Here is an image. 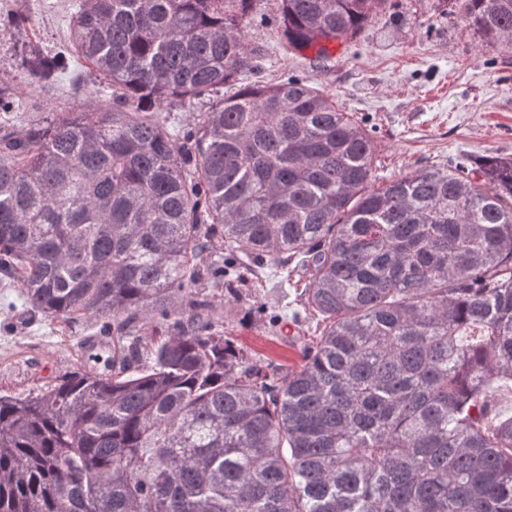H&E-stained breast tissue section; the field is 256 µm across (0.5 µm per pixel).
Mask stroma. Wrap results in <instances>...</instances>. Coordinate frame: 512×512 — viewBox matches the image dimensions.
Masks as SVG:
<instances>
[{
    "label": "stroma",
    "instance_id": "obj_1",
    "mask_svg": "<svg viewBox=\"0 0 512 512\" xmlns=\"http://www.w3.org/2000/svg\"><path fill=\"white\" fill-rule=\"evenodd\" d=\"M21 3L44 49L66 40L74 0H0V21ZM248 39L271 49L266 82L307 80L371 133L374 187L419 170L512 157V53L468 29L451 0H387L361 35L331 44L332 60L323 66L278 51L273 26L251 28ZM11 46L10 35L0 34V82L16 88L20 104L0 113V124L21 126L104 101L94 73L83 66L53 88L28 83ZM255 308L280 311L278 325L259 326L251 314ZM315 324L311 317L293 322L288 299L267 283L253 290L248 305L233 306L227 334L255 360L292 365ZM97 329L93 319L28 317L18 289L0 286V393H36L79 370V346Z\"/></svg>",
    "mask_w": 512,
    "mask_h": 512
}]
</instances>
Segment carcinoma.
I'll return each instance as SVG.
<instances>
[{
	"mask_svg": "<svg viewBox=\"0 0 512 512\" xmlns=\"http://www.w3.org/2000/svg\"><path fill=\"white\" fill-rule=\"evenodd\" d=\"M259 2L77 0L66 44L25 43L29 80L81 61L112 102L0 127V281L112 358L0 395V512H512V158L371 187L335 100L252 80ZM385 2L280 0V47L326 60ZM459 5L512 52V0ZM278 274L322 326L296 367L207 300Z\"/></svg>",
	"mask_w": 512,
	"mask_h": 512,
	"instance_id": "obj_1",
	"label": "carcinoma"
}]
</instances>
